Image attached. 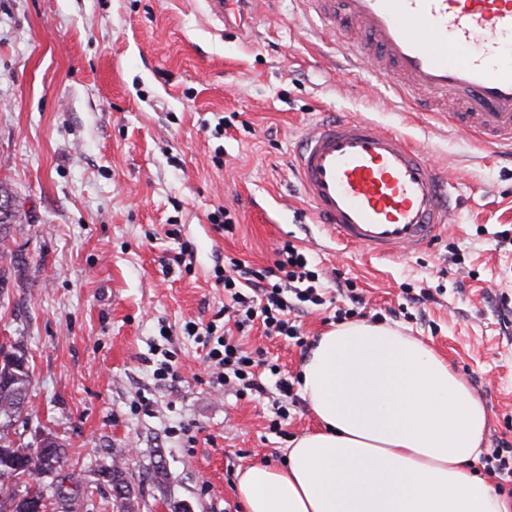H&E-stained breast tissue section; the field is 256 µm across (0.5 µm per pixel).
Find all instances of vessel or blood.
<instances>
[{
	"instance_id": "b4317fda",
	"label": "vessel or blood",
	"mask_w": 512,
	"mask_h": 512,
	"mask_svg": "<svg viewBox=\"0 0 512 512\" xmlns=\"http://www.w3.org/2000/svg\"><path fill=\"white\" fill-rule=\"evenodd\" d=\"M246 29L260 0H205ZM353 67L393 77L412 103L512 153V0H302ZM361 31L353 36L344 21ZM300 191L338 242L377 257L416 253L448 229L454 186L427 153L369 119L320 122L295 156Z\"/></svg>"
}]
</instances>
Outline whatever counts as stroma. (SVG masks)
I'll return each mask as SVG.
<instances>
[{"label": "stroma", "instance_id": "obj_1", "mask_svg": "<svg viewBox=\"0 0 512 512\" xmlns=\"http://www.w3.org/2000/svg\"><path fill=\"white\" fill-rule=\"evenodd\" d=\"M341 116L427 152L455 187L446 234L383 258L318 223L292 163L305 128ZM0 183L19 209L0 342L29 360L24 442L56 434L65 471L91 488L74 512H112L100 470L114 460L137 512H244L238 471L284 463L315 428L301 398L286 436L270 433L274 395L213 389L182 331L224 307L215 264L272 265L286 240L328 281L354 282L364 320L382 314L444 357L488 408L485 451L512 456V244L497 238L512 231V157L350 68L301 0H261L243 35L204 0H0ZM222 207L238 218L226 237L209 220ZM406 284L437 294L409 305ZM244 343L300 384L301 347L259 326ZM162 349L175 378L153 376Z\"/></svg>", "mask_w": 512, "mask_h": 512}]
</instances>
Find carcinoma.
<instances>
[{"instance_id":"cac0c4a2","label":"carcinoma","mask_w":512,"mask_h":512,"mask_svg":"<svg viewBox=\"0 0 512 512\" xmlns=\"http://www.w3.org/2000/svg\"><path fill=\"white\" fill-rule=\"evenodd\" d=\"M4 355V364L0 368V449H6V453H0V512H22L20 503L17 502L16 489L33 490L34 497L50 500L53 509H63L60 494L48 496L46 488L36 481V477L44 475L40 456L35 453L25 452L27 445L18 442L20 434L14 431L16 423L22 415V401L27 398L31 385L29 371H22L17 361L26 356L15 345H1L0 355ZM112 488L121 489L118 494H112V505L116 512H131L129 509V493L132 483L128 480L123 468L111 463Z\"/></svg>"}]
</instances>
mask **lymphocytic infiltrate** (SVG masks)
I'll use <instances>...</instances> for the list:
<instances>
[{"label": "lymphocytic infiltrate", "instance_id": "obj_1", "mask_svg": "<svg viewBox=\"0 0 512 512\" xmlns=\"http://www.w3.org/2000/svg\"><path fill=\"white\" fill-rule=\"evenodd\" d=\"M275 255L273 264L266 267L251 266L231 256L214 266V285L224 291V310L233 318V328L221 331L213 322L203 328L193 321L184 325L186 335L206 333L202 347L213 385L239 397L262 396L267 387L258 371L262 364L259 353L244 350L236 334L259 323L266 335L299 338L292 312L306 303H324L320 272L305 252L287 241Z\"/></svg>", "mask_w": 512, "mask_h": 512}]
</instances>
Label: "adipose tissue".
I'll list each match as a JSON object with an SVG mask.
<instances>
[{
	"mask_svg": "<svg viewBox=\"0 0 512 512\" xmlns=\"http://www.w3.org/2000/svg\"><path fill=\"white\" fill-rule=\"evenodd\" d=\"M301 380L318 426L292 440L286 465L239 472L245 512H512L475 469L485 404L422 341L341 322Z\"/></svg>",
	"mask_w": 512,
	"mask_h": 512,
	"instance_id": "obj_1",
	"label": "adipose tissue"
}]
</instances>
